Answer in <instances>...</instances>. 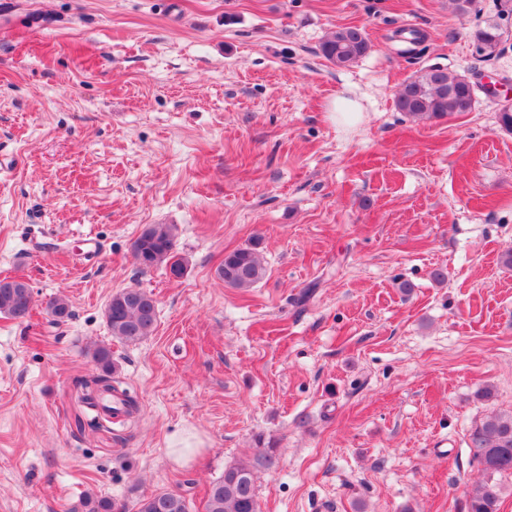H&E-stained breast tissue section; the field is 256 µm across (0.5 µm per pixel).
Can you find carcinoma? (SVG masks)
I'll list each match as a JSON object with an SVG mask.
<instances>
[{"mask_svg": "<svg viewBox=\"0 0 512 512\" xmlns=\"http://www.w3.org/2000/svg\"><path fill=\"white\" fill-rule=\"evenodd\" d=\"M452 11L460 16L479 15V0H448ZM477 58L489 61L497 57L503 43L499 22L486 20L471 35ZM370 49L365 31L357 26L339 27L322 42L325 59L338 67H348L365 56ZM476 104L475 86L465 76L440 67L426 69L411 76L403 84L395 100L397 111L412 119H443L470 112ZM177 228L173 224H150L133 242V256L142 269L158 265L182 276L185 266L175 252ZM217 275L229 288L247 290L266 275L261 253L252 246L238 248L224 256ZM31 290L19 279H0V315L24 321L31 312ZM50 314L62 322L71 316L69 302L56 297L48 304ZM105 317L112 336L124 342H138L150 336L156 325L154 300L138 288H124L110 297ZM93 359L102 374L93 380L96 390L113 389L112 352L100 346ZM472 462L485 473L486 479L476 484L469 494L468 512H499L504 481L512 479V412H493L475 424L469 434ZM278 462L276 449L259 447L244 462L224 468V475L212 482L208 490L206 512H260L256 491L258 475L273 469ZM74 512H125L109 498L87 494ZM135 512H189L186 498L175 491L161 490L141 498Z\"/></svg>", "mask_w": 512, "mask_h": 512, "instance_id": "obj_1", "label": "carcinoma"}]
</instances>
